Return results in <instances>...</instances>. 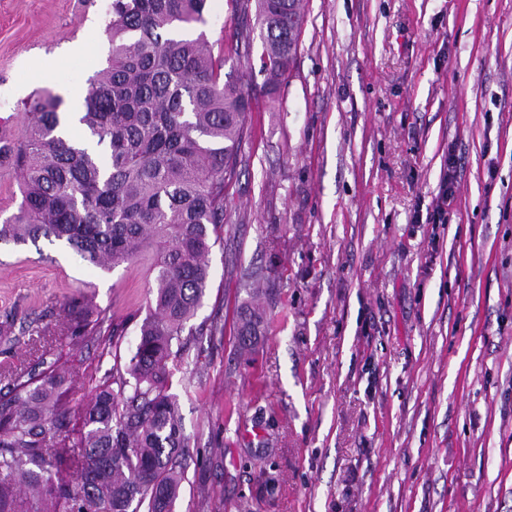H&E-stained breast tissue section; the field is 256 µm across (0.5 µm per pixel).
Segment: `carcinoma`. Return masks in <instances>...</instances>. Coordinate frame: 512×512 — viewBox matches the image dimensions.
Masks as SVG:
<instances>
[{"instance_id":"obj_1","label":"carcinoma","mask_w":512,"mask_h":512,"mask_svg":"<svg viewBox=\"0 0 512 512\" xmlns=\"http://www.w3.org/2000/svg\"><path fill=\"white\" fill-rule=\"evenodd\" d=\"M209 0H111L107 66L88 80L77 112L86 137L64 136V99L50 89L26 103V122L0 134V167L17 172L18 212L0 242H63L110 270L150 255L153 298L126 368L77 409L62 404L65 377L50 367L16 376L0 398V512H173L189 440L168 393L187 323L210 286L209 255L224 227L251 89L224 80V50L204 33ZM259 73L274 94L297 52L302 0H256ZM234 53L254 49L248 23ZM242 318L238 344L257 335ZM60 334L78 342L119 335L83 298ZM78 418L79 424L73 423Z\"/></svg>"}]
</instances>
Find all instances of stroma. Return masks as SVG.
<instances>
[{"label":"stroma","instance_id":"1","mask_svg":"<svg viewBox=\"0 0 512 512\" xmlns=\"http://www.w3.org/2000/svg\"><path fill=\"white\" fill-rule=\"evenodd\" d=\"M109 0H0V118L86 89ZM296 60L246 122L197 334L170 385L189 448L174 512H512V0H303ZM458 160L447 224L430 208ZM147 262L105 272L47 240L0 244V316L56 327L92 298L117 350L66 360L85 403L139 341ZM263 313L249 354L238 312ZM219 333H210L211 324Z\"/></svg>","mask_w":512,"mask_h":512}]
</instances>
